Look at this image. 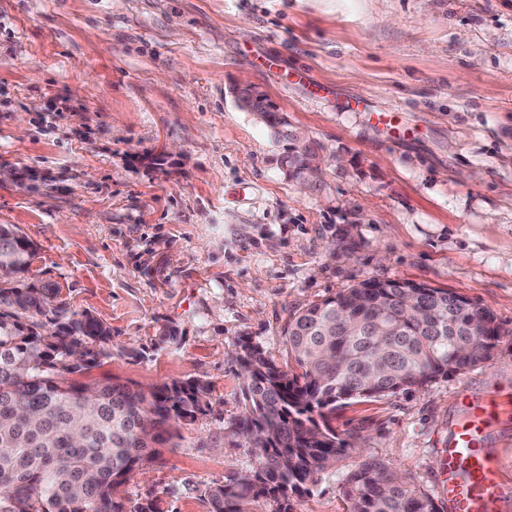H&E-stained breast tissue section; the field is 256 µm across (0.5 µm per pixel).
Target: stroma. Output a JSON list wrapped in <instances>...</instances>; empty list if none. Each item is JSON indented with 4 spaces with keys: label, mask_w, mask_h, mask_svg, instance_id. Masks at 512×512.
<instances>
[{
    "label": "stroma",
    "mask_w": 512,
    "mask_h": 512,
    "mask_svg": "<svg viewBox=\"0 0 512 512\" xmlns=\"http://www.w3.org/2000/svg\"><path fill=\"white\" fill-rule=\"evenodd\" d=\"M239 84L318 144L319 179H288ZM0 224L36 245L29 280L112 329L77 382L209 386L125 506L208 512L205 488L255 470L228 433L241 341L296 371L290 317L377 278L489 307L493 357L337 406L355 449L290 512H346L368 457L442 504L450 425L482 399L512 512V0H0Z\"/></svg>",
    "instance_id": "obj_1"
}]
</instances>
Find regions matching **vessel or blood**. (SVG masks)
<instances>
[{
    "mask_svg": "<svg viewBox=\"0 0 512 512\" xmlns=\"http://www.w3.org/2000/svg\"><path fill=\"white\" fill-rule=\"evenodd\" d=\"M492 415L490 404L470 401L453 426L442 462L448 512H497L499 475L484 446Z\"/></svg>",
    "mask_w": 512,
    "mask_h": 512,
    "instance_id": "obj_1",
    "label": "vessel or blood"
}]
</instances>
